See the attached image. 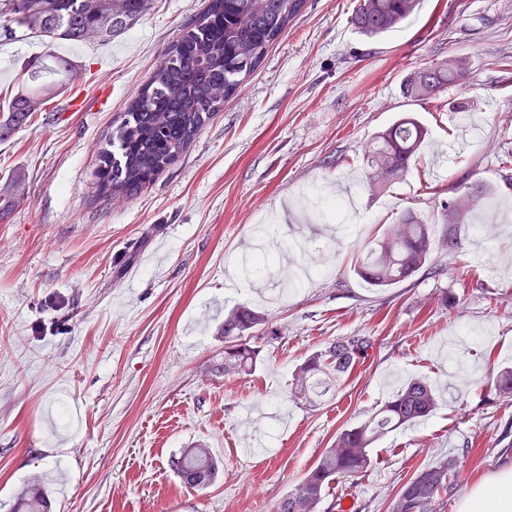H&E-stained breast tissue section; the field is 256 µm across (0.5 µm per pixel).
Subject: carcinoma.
<instances>
[{
    "label": "carcinoma",
    "mask_w": 512,
    "mask_h": 512,
    "mask_svg": "<svg viewBox=\"0 0 512 512\" xmlns=\"http://www.w3.org/2000/svg\"><path fill=\"white\" fill-rule=\"evenodd\" d=\"M306 0H208L204 11L185 28L157 66L141 93L131 99L112 135L98 149L100 193L131 197L178 161L204 125L224 110L263 60L269 47L302 12ZM420 0H357L353 26L369 37L399 28ZM149 0H0V29L36 34L51 48L59 40L86 43L107 40L127 30L147 12ZM50 63L28 69L0 112V133L17 130L55 94L59 83L74 80L77 69L67 57L47 54ZM466 58L450 57L411 74L407 96L434 98L445 86L463 80ZM427 129L411 115L396 119L368 146L366 179L380 187L404 180L426 141ZM441 204L447 224H462L480 205L482 195L464 190ZM429 225L407 210L375 239L358 262L356 274L371 288L401 284L431 264ZM275 334L265 313L238 304L224 313L220 338L224 356L210 372L227 378L247 375L260 350L252 341ZM370 336H349L309 354L293 373L291 393L308 404L325 396L340 379L369 358ZM494 389L512 397V368L499 370ZM438 406L434 387L422 378L409 379L363 423L342 429L302 480L274 505V512H340L341 503H325L332 486L354 481L372 465L370 448L399 427L429 416ZM186 488L203 489L219 476L220 463L201 445L185 448L172 461ZM456 490L452 464L442 460L406 481L393 498L391 512H437L442 497ZM12 512H49L47 493L27 487Z\"/></svg>",
    "instance_id": "obj_1"
}]
</instances>
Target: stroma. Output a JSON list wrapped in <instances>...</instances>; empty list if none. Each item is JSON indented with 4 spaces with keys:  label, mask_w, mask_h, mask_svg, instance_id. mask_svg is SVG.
<instances>
[{
    "label": "stroma",
    "mask_w": 512,
    "mask_h": 512,
    "mask_svg": "<svg viewBox=\"0 0 512 512\" xmlns=\"http://www.w3.org/2000/svg\"><path fill=\"white\" fill-rule=\"evenodd\" d=\"M356 0H306L244 88L179 162L130 198L104 199L98 147L204 0H152L105 42L57 44L77 83L0 142V192L23 180L0 220V512L32 481L52 512H272L337 432L421 377L442 401L376 442L373 466L333 498L388 512L403 483L453 460L457 512L473 486L512 467V401L491 370L512 367V0H421L389 35L351 23ZM47 47L0 35V103ZM451 55L463 84L406 96L413 72ZM479 124L459 148L450 101ZM80 100L79 109L69 107ZM404 114L427 128L407 178H363L367 144ZM352 189L339 223L320 202ZM483 188L466 223L441 221L458 182ZM414 211L433 223V272L368 287L354 272L386 225ZM492 219L491 235L474 231ZM462 241L451 252L449 232ZM248 303L273 335L235 378L210 374L224 312ZM369 336L371 356L310 407L291 396L295 366L328 342ZM200 443L224 463L212 486L184 488L171 462Z\"/></svg>",
    "instance_id": "obj_1"
}]
</instances>
